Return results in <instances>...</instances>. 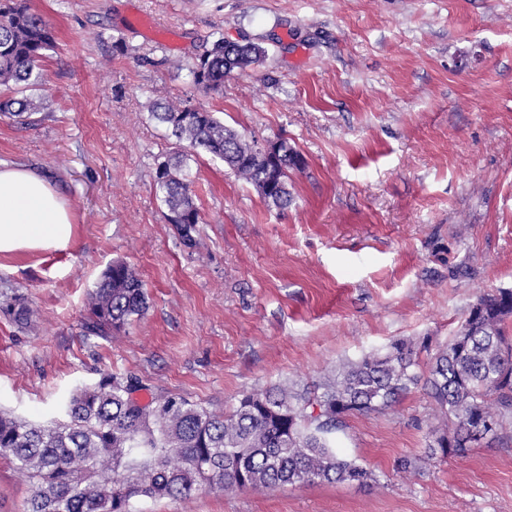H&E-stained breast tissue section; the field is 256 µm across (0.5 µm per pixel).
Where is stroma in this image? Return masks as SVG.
Returning a JSON list of instances; mask_svg holds the SVG:
<instances>
[{
  "label": "stroma",
  "mask_w": 512,
  "mask_h": 512,
  "mask_svg": "<svg viewBox=\"0 0 512 512\" xmlns=\"http://www.w3.org/2000/svg\"><path fill=\"white\" fill-rule=\"evenodd\" d=\"M55 30L34 124L0 119V162L25 164L75 214L67 248L0 256V409L42 425L111 372L209 410L289 383L317 391L345 362L405 339L445 345L477 296L512 289V0H26ZM262 43L264 63L216 93L188 66L217 37ZM188 100L247 140L303 157L292 203L267 206L224 163L185 172L202 222L185 246L154 177L175 149L152 119ZM149 308L111 338L86 335L89 292L114 261ZM421 390L351 417L337 452L366 485L206 487L135 512H512V416L444 459ZM412 461L409 470L397 466ZM32 484L0 457V512ZM4 299L0 302V312L8 315L18 326H28L31 323L34 311L29 307L25 298L13 292L3 295Z\"/></svg>",
  "instance_id": "stroma-1"
}]
</instances>
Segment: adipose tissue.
Wrapping results in <instances>:
<instances>
[{"mask_svg":"<svg viewBox=\"0 0 512 512\" xmlns=\"http://www.w3.org/2000/svg\"><path fill=\"white\" fill-rule=\"evenodd\" d=\"M73 218L67 201L25 166L0 164V255L67 247Z\"/></svg>","mask_w":512,"mask_h":512,"instance_id":"obj_1","label":"adipose tissue"}]
</instances>
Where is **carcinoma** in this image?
Listing matches in <instances>:
<instances>
[{
    "mask_svg": "<svg viewBox=\"0 0 512 512\" xmlns=\"http://www.w3.org/2000/svg\"><path fill=\"white\" fill-rule=\"evenodd\" d=\"M55 46L50 24L24 0H0V116L31 122L43 110L32 91L45 81L42 61ZM258 42L212 41L189 66L196 85L214 92L224 77L265 60ZM178 144L224 162L256 188L264 201L284 208L291 201L289 172L304 160L288 141L263 153L216 113L188 101L158 105L152 112ZM177 151L162 162L156 190L167 223L193 245L201 223L196 193ZM148 308L136 271L115 261L89 293L86 333L109 337ZM0 312L23 327L34 311L25 298L4 295ZM512 290L482 294L455 336L420 367L414 343L396 340L383 350L344 364L319 396L286 386L241 394L232 410L216 413L184 397L142 401L138 381L103 373L81 386L67 403V420L55 425L22 421L0 412V455L33 482L24 512H133L138 499L189 498L202 487L276 489L287 485L357 482L372 473L339 455L332 438L350 416L380 412L413 388L439 412L429 448L444 458L462 457L473 444L489 442L512 414ZM496 405L497 411L491 410Z\"/></svg>",
    "mask_w": 512,
    "mask_h": 512,
    "instance_id": "carcinoma-1",
    "label": "carcinoma"
}]
</instances>
